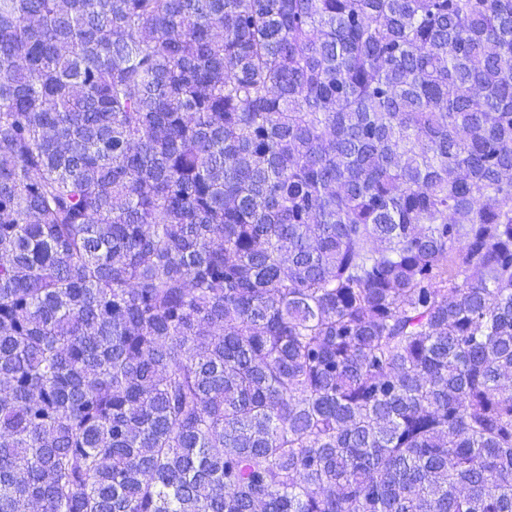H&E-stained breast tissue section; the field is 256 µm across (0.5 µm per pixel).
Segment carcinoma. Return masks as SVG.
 I'll list each match as a JSON object with an SVG mask.
<instances>
[{
	"mask_svg": "<svg viewBox=\"0 0 512 512\" xmlns=\"http://www.w3.org/2000/svg\"><path fill=\"white\" fill-rule=\"evenodd\" d=\"M0 512H512V0H0Z\"/></svg>",
	"mask_w": 512,
	"mask_h": 512,
	"instance_id": "carcinoma-1",
	"label": "carcinoma"
}]
</instances>
